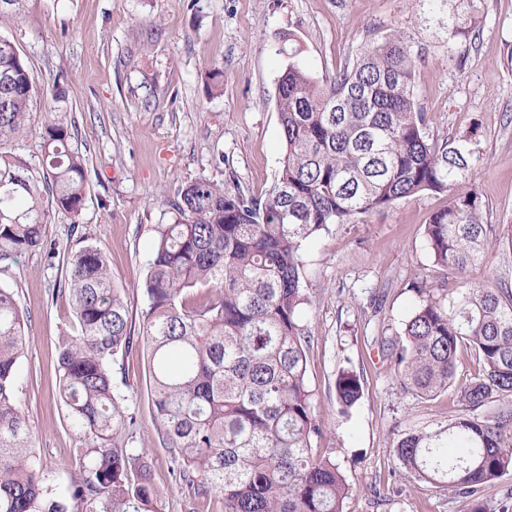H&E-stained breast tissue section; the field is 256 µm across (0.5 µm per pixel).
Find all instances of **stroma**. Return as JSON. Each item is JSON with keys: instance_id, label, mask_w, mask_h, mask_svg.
Masks as SVG:
<instances>
[{"instance_id": "35a3bbf8", "label": "stroma", "mask_w": 512, "mask_h": 512, "mask_svg": "<svg viewBox=\"0 0 512 512\" xmlns=\"http://www.w3.org/2000/svg\"><path fill=\"white\" fill-rule=\"evenodd\" d=\"M479 7L476 39L453 53L447 14L431 12L426 0H23L18 17L0 21V35L14 42L42 87L26 134L5 147L42 168L50 118L68 126L72 148L87 160L81 213L48 208L54 264L37 252L0 264V287L14 289L27 317L17 395L52 486L70 483L78 451L88 445L58 394V341L73 332L75 314L53 290L68 273V256L88 244L106 253L131 329L140 331L150 241L157 225L172 222L178 189L230 176L256 194L272 184L284 154L277 86L289 65L322 79L352 61L365 41L401 28L419 53L416 93L428 133L477 148L484 222L496 230L512 225V0H481ZM288 36L296 54L282 50ZM216 68L217 85L209 78ZM446 202L430 192L405 198L331 225L303 254L307 380L323 425L314 449L333 458L346 479L343 512L471 508L447 488L405 477L395 455L398 434L436 428L457 414L456 387L425 399L402 391L379 349L414 310V285L512 288V246L488 253L473 274L434 265L424 230ZM343 368L364 375L363 395L344 417L334 387ZM112 375L136 413L129 446L148 459L161 491L158 512H224L221 498L200 502L172 472L149 405L146 352L118 357Z\"/></svg>"}]
</instances>
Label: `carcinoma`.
Instances as JSON below:
<instances>
[{"label": "carcinoma", "mask_w": 512, "mask_h": 512, "mask_svg": "<svg viewBox=\"0 0 512 512\" xmlns=\"http://www.w3.org/2000/svg\"><path fill=\"white\" fill-rule=\"evenodd\" d=\"M448 12V47L465 46L478 17L455 0H427ZM36 90L14 43L0 36V137L25 133ZM282 167L265 193L231 176L186 184L171 224L154 229L143 281L148 309L140 337L131 325L108 259L88 244L70 254L57 292L69 296L77 334L58 345L60 397L90 445L62 491L49 485L17 385L26 347L17 293L0 288V512H156L159 489L123 434L136 421L112 384V361L146 350L149 392L164 448L179 481L197 499L224 498V512H343L350 488L334 460L313 452L322 427L307 384L304 244L333 224L382 211L429 191L448 204L425 225L433 263L463 273L488 251L512 245V228L490 236L468 145L429 138L416 93L412 41L386 30L353 61L319 81L291 64L279 80ZM68 128L45 127V164L36 171L0 150V262L31 250L57 257L44 225L43 188L57 208L79 214L87 165ZM418 304L397 340L400 387L424 397L448 390L461 349L478 374L460 385L468 416L410 431L396 445L405 471L475 503L512 471V292L483 283L438 296L414 287ZM345 415L360 400L361 376L335 380ZM141 470L136 482L132 469Z\"/></svg>", "instance_id": "cac0c4a2"}]
</instances>
